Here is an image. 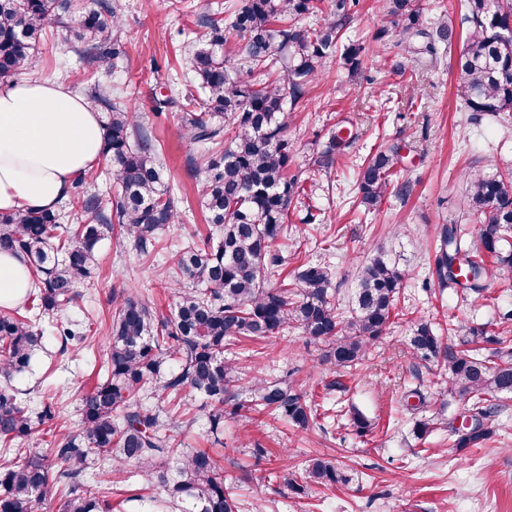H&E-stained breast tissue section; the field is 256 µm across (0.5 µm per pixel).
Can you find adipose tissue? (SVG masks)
I'll list each match as a JSON object with an SVG mask.
<instances>
[{
    "label": "adipose tissue",
    "mask_w": 512,
    "mask_h": 512,
    "mask_svg": "<svg viewBox=\"0 0 512 512\" xmlns=\"http://www.w3.org/2000/svg\"><path fill=\"white\" fill-rule=\"evenodd\" d=\"M104 131L85 98L49 78L0 86V213L54 209L103 157ZM29 286L25 260L0 253V306Z\"/></svg>",
    "instance_id": "ef3b65f1"
}]
</instances>
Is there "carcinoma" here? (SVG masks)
Segmentation results:
<instances>
[{
  "label": "carcinoma",
  "mask_w": 512,
  "mask_h": 512,
  "mask_svg": "<svg viewBox=\"0 0 512 512\" xmlns=\"http://www.w3.org/2000/svg\"><path fill=\"white\" fill-rule=\"evenodd\" d=\"M323 0H240L231 27L244 40L238 62L224 56V21L200 19L204 39L188 59L196 85L184 96L183 136L207 147L208 173L201 201L214 226L204 247L184 243L174 255L178 287L174 312L161 318L145 299L125 290L112 296L110 354L105 377L79 399L82 431L66 435L52 454L29 455L16 448L35 425L54 421V401L35 411L11 386L29 367L41 344L36 321L48 317L64 342H84L79 325L62 315L77 297L75 288L91 277L96 247L112 237L137 255L163 249L162 230L180 220L182 200L166 183L156 161L158 145L138 127L136 112L118 108L112 90L95 86L88 95L106 111L104 153L121 186L116 206H102L92 188L95 173L78 178L68 205L76 223H60L57 211L29 209L0 214V252L27 258L34 287L20 308L0 312V447L15 459L0 466V512H34L36 504L60 497L59 512H112V502L84 487L97 465L133 464L148 483L167 487L181 500L182 512H239L225 484L224 467L207 450H180L179 431L201 417L212 434L226 415H238L244 389L293 426L307 429L320 417V405L291 374L269 378L256 372L247 383L224 358L226 347L242 338L277 339L298 327L323 347V360L351 368L393 324L406 270L393 250L379 247L362 266L352 296L351 314L336 305L332 271L306 262L283 275L276 242L288 236L293 202L306 193L308 178L290 172L293 146L286 135L290 113L311 82L336 62L355 71L363 44L342 41V31L358 0H330L334 20L317 28L293 21L319 10ZM71 0H0V82L35 70L37 47L46 28L66 27ZM120 8L112 0L84 11L71 33L88 45L86 58L97 61L125 54ZM391 24L413 57L435 63L449 53L459 32L467 39L456 61L458 92L476 117L512 112V0H460L458 22L443 14L429 18L414 0H391ZM232 130L224 140L225 128ZM353 140L350 128L336 127L328 145L312 159L313 173L330 171ZM400 147L380 150L357 174L361 204L375 208L394 191L409 192L398 174ZM466 205L480 224L463 239L444 227L434 259L442 288H457L477 301L488 299L486 259L512 269V178L497 170L467 174ZM409 345L416 358L442 363L448 394L464 402L467 427L450 426L459 454L484 447L493 436L490 418L498 401L512 395V336H487L477 328L444 342L432 323L416 322ZM495 344L484 354L482 344ZM203 395L210 408L191 414L182 403L185 388ZM176 459L175 473L165 462ZM307 478L318 485L343 481L335 464L309 460Z\"/></svg>",
  "instance_id": "1"
}]
</instances>
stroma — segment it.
I'll use <instances>...</instances> for the list:
<instances>
[{"label":"stroma","instance_id":"1","mask_svg":"<svg viewBox=\"0 0 512 512\" xmlns=\"http://www.w3.org/2000/svg\"><path fill=\"white\" fill-rule=\"evenodd\" d=\"M119 2L125 55L86 64L81 43L52 26L40 40L34 75L66 82L81 95L91 84L107 86L120 102L135 106L141 123L161 143L165 180L182 196L185 212L163 231L165 250L150 259L110 239L100 243L94 285L81 288L69 312L71 320L90 325V342L63 343L50 320H41L42 344L30 368L12 381L31 406L52 398L62 408L55 424L38 426L26 440V447L39 453L79 431V398L106 370L113 293L133 291L149 298L160 315L171 316V252L190 239L203 242L207 235L199 207L206 175L197 169L204 147L182 136L187 108L181 91L192 80L183 60L193 48L187 34L197 30L200 17L229 16L234 0ZM387 5V0H359L346 37L368 46V53L355 72L337 63L329 67L295 109L288 128L293 170L307 169L336 123L352 121L356 138L330 173L316 176L289 213L290 225L312 224L311 236L281 240L277 250L288 271L305 260L328 265L337 297L345 304L365 260L379 245L398 241L408 271L398 315L362 365L342 377L343 392H325V384L337 375L321 363L320 347L300 330L288 329L270 344H242L238 367L243 377L258 368L272 376L296 370L297 382L328 415L309 430L297 431L258 412L253 392L246 391L239 397L244 417L225 418L218 442L208 443L201 421L181 431L183 447L209 446L222 457L240 512H512V399L491 421L492 441L463 456L447 428L418 437L416 414L400 402L405 391L417 388L429 409L444 408L446 418L462 408L457 401L442 402L437 383L446 375L444 366L412 358L407 338L414 320H429L444 331L453 319L497 334L502 330L498 308H512V271L493 270L489 298L477 303L432 280L441 226L458 224L470 231L478 223L464 200L465 172L477 164L512 172V112L498 121H473L457 92L456 55H442L433 67L424 59L405 60L397 36L376 41V31L387 23ZM399 62L406 74L393 73ZM396 145L409 195L390 196L373 212L357 213L359 165ZM354 408L372 423L366 435L357 434L350 423ZM313 457L338 463L344 482L329 489L309 486L298 494L280 482L284 467L303 470ZM106 482L112 486L114 512H155L154 501L168 498L161 485L147 484L130 465L107 474L91 471L85 485L96 491Z\"/></svg>","mask_w":512,"mask_h":512}]
</instances>
